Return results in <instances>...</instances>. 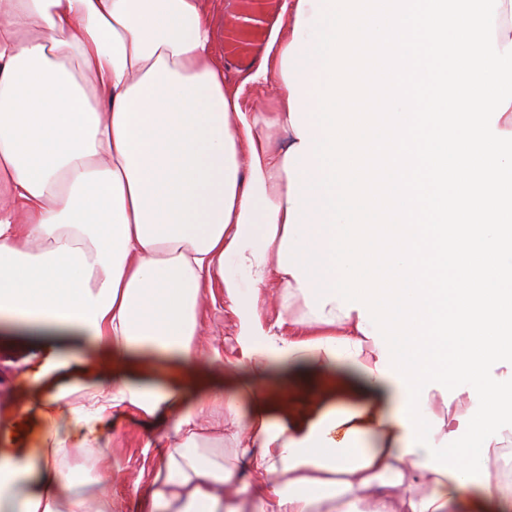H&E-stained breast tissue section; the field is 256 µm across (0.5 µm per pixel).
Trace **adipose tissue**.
I'll return each instance as SVG.
<instances>
[{
    "label": "adipose tissue",
    "instance_id": "ef3b65f1",
    "mask_svg": "<svg viewBox=\"0 0 512 512\" xmlns=\"http://www.w3.org/2000/svg\"><path fill=\"white\" fill-rule=\"evenodd\" d=\"M318 0H284L259 66L225 83L207 0H0V319L76 337L96 377L46 348L22 448H0V512H112L78 490L74 456L109 470L112 417H163L174 443L143 512H512V480L428 468L406 398L338 301L279 265L291 173L316 172L308 115ZM287 135L276 144L272 131ZM275 283L278 320H262ZM220 286L237 356L200 337ZM166 381L137 380L143 367ZM366 398L276 413L274 379L340 367Z\"/></svg>",
    "mask_w": 512,
    "mask_h": 512
}]
</instances>
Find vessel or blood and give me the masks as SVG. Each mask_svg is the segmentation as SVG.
Masks as SVG:
<instances>
[{
	"label": "vessel or blood",
	"mask_w": 512,
	"mask_h": 512,
	"mask_svg": "<svg viewBox=\"0 0 512 512\" xmlns=\"http://www.w3.org/2000/svg\"><path fill=\"white\" fill-rule=\"evenodd\" d=\"M278 0H236L224 22V50L247 68L261 56L263 34L277 10Z\"/></svg>",
	"instance_id": "obj_1"
}]
</instances>
